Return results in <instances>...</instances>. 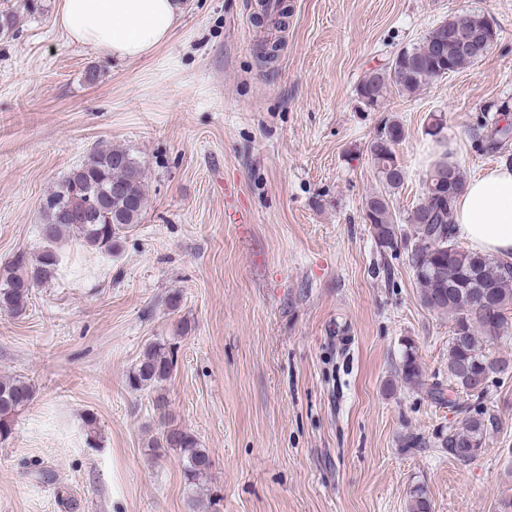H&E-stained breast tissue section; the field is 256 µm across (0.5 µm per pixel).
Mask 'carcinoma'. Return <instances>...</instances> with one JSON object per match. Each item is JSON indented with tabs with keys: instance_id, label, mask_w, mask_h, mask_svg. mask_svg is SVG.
I'll return each instance as SVG.
<instances>
[{
	"instance_id": "1",
	"label": "carcinoma",
	"mask_w": 512,
	"mask_h": 512,
	"mask_svg": "<svg viewBox=\"0 0 512 512\" xmlns=\"http://www.w3.org/2000/svg\"><path fill=\"white\" fill-rule=\"evenodd\" d=\"M474 23L484 27L491 42L498 39L494 20L482 12L474 13ZM470 29L451 17L426 33L423 40L399 51L382 68L365 74L356 87L359 104L375 111L392 89L415 94L433 82L445 78L477 61L461 49ZM444 123L435 118L426 135L440 152L425 175L421 198L406 217L413 225V238L403 236L397 227V215L390 198L405 180L394 145L404 138L403 127L387 120L368 142L366 152L375 167L382 189L365 198L362 219L372 226L381 252L407 253L421 305L429 311L444 313L453 322L448 342V378L457 392L480 397L484 388H476L471 377L491 378L508 373L506 359L495 356L489 344L512 333V262L460 249L455 238L454 203L464 186L460 167L448 161V142ZM473 139L482 151L495 153L512 140V121L493 103L474 128ZM88 203L84 218L74 223L64 217L71 203ZM146 204L145 173L142 166L122 148L96 149L42 199L43 223L38 225L41 249L29 260L15 256L0 274V310L15 315L26 311L35 286L55 277L62 262L58 245L75 240L81 245L110 254L127 230L141 222ZM176 365L175 352L162 344H153L128 374L129 386L136 390L155 387L166 380ZM402 381L412 387L425 386L413 346L405 347L399 367ZM34 399L32 387L15 378H0V442L13 433L14 417ZM467 416L460 425L440 439L448 457L468 465L481 454L487 436L497 428L496 416L487 408L464 407ZM161 444L178 451L183 460L184 479L198 485L210 467L206 450L197 439L177 428L165 429ZM409 512H431L426 492L413 491Z\"/></svg>"
}]
</instances>
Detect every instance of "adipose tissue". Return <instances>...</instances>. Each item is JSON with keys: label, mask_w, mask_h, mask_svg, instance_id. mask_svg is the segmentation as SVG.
Here are the masks:
<instances>
[{"label": "adipose tissue", "mask_w": 512, "mask_h": 512, "mask_svg": "<svg viewBox=\"0 0 512 512\" xmlns=\"http://www.w3.org/2000/svg\"><path fill=\"white\" fill-rule=\"evenodd\" d=\"M182 12L180 0H60L56 23L69 42L137 60L171 40ZM454 222L473 251L512 255V166L470 179L455 201Z\"/></svg>", "instance_id": "ef3b65f1"}]
</instances>
